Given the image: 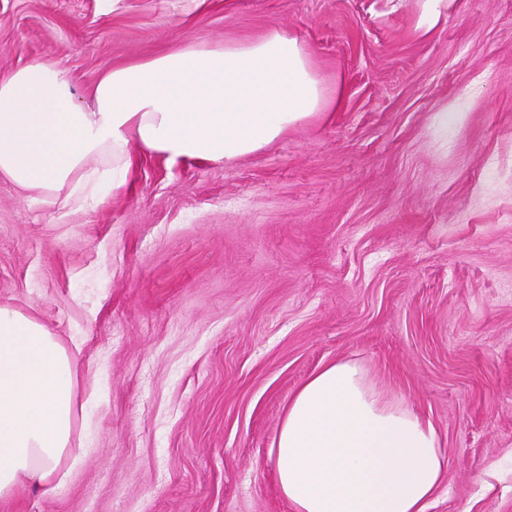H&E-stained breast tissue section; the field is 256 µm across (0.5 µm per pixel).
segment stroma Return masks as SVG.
Listing matches in <instances>:
<instances>
[{"instance_id":"obj_1","label":"stroma","mask_w":512,"mask_h":512,"mask_svg":"<svg viewBox=\"0 0 512 512\" xmlns=\"http://www.w3.org/2000/svg\"><path fill=\"white\" fill-rule=\"evenodd\" d=\"M0 0V73L290 32L330 112L227 163L134 158L92 207L0 178V304L75 363L53 496L0 512H292L268 449L328 362L436 426L427 512H512V0ZM447 114L448 127L437 118ZM452 0H417L414 30L427 35L448 19V7Z\"/></svg>"}]
</instances>
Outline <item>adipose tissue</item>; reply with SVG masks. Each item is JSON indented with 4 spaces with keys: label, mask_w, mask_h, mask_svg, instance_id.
<instances>
[{
    "label": "adipose tissue",
    "mask_w": 512,
    "mask_h": 512,
    "mask_svg": "<svg viewBox=\"0 0 512 512\" xmlns=\"http://www.w3.org/2000/svg\"><path fill=\"white\" fill-rule=\"evenodd\" d=\"M309 52L272 29L252 41L178 46L104 71L93 104L39 60L0 75V177L83 208L120 188L136 153L225 162L257 153L333 104ZM75 372L36 317L0 305V498L49 496L71 444ZM268 456L293 512H426L448 456L434 424L383 395L360 362L314 372L288 403Z\"/></svg>",
    "instance_id": "ef3b65f1"
}]
</instances>
